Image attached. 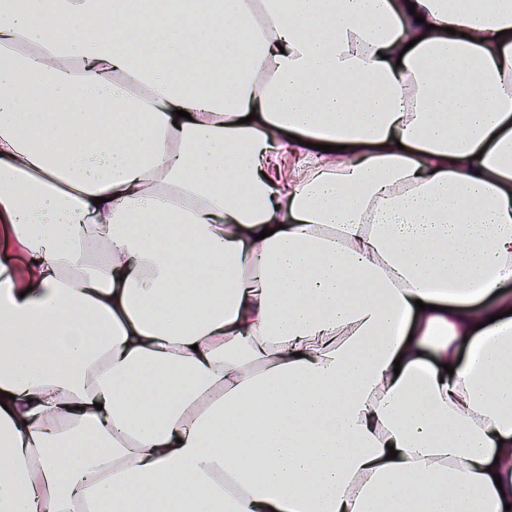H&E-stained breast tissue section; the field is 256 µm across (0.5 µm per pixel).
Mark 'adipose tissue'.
Here are the masks:
<instances>
[{"label":"adipose tissue","mask_w":512,"mask_h":512,"mask_svg":"<svg viewBox=\"0 0 512 512\" xmlns=\"http://www.w3.org/2000/svg\"><path fill=\"white\" fill-rule=\"evenodd\" d=\"M146 14L0 0V512H505L512 0Z\"/></svg>","instance_id":"obj_1"}]
</instances>
